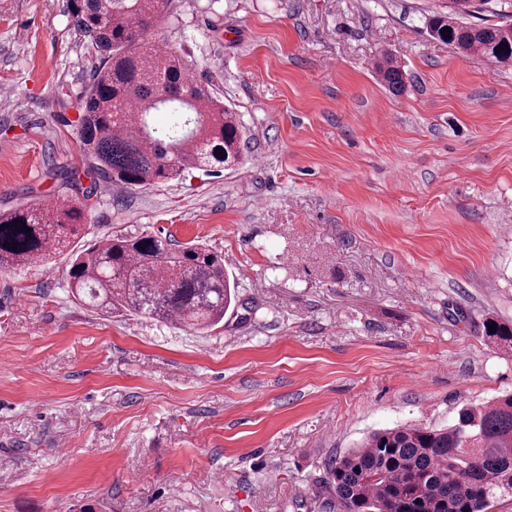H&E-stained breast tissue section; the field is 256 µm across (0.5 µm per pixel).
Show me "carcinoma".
Returning a JSON list of instances; mask_svg holds the SVG:
<instances>
[{
  "instance_id": "obj_1",
  "label": "carcinoma",
  "mask_w": 512,
  "mask_h": 512,
  "mask_svg": "<svg viewBox=\"0 0 512 512\" xmlns=\"http://www.w3.org/2000/svg\"><path fill=\"white\" fill-rule=\"evenodd\" d=\"M171 0H68L97 65L82 98L78 125L84 174L66 181L55 204L0 211V270L52 259L86 234L89 201L100 184L147 187L198 170L206 175L241 157L237 119L209 84L190 77L184 57L151 37ZM473 0H451L448 13L425 18L431 36L461 56L512 62V24L463 21ZM451 29L444 37L443 28ZM391 92L405 91L403 69L377 65ZM166 110L163 127L152 116ZM75 299L110 314L130 312L182 327L216 326L238 303L224 256L202 244L173 247L134 230L96 239L71 255ZM486 336L512 347V326ZM344 512H488L512 495V394L464 405L446 427L396 425L369 434L328 463Z\"/></svg>"
}]
</instances>
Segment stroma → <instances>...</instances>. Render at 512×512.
<instances>
[{
  "mask_svg": "<svg viewBox=\"0 0 512 512\" xmlns=\"http://www.w3.org/2000/svg\"><path fill=\"white\" fill-rule=\"evenodd\" d=\"M448 0H173L153 35L236 113L243 159L108 184L137 226L222 252L208 330L0 271V512H343L329 460L512 392V66L431 37ZM68 0H0V210L83 172L91 50ZM390 56L407 93L380 85Z\"/></svg>",
  "mask_w": 512,
  "mask_h": 512,
  "instance_id": "35a3bbf8",
  "label": "stroma"
}]
</instances>
